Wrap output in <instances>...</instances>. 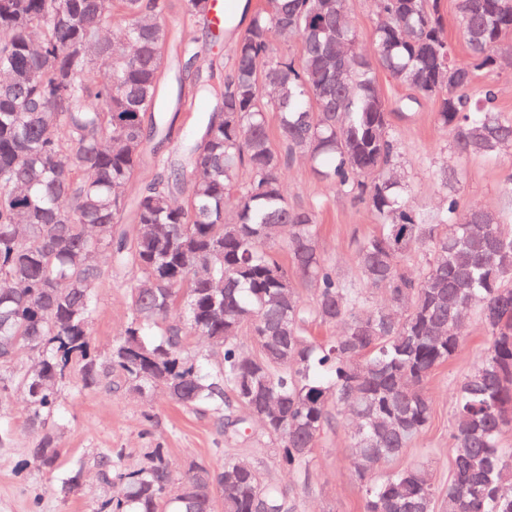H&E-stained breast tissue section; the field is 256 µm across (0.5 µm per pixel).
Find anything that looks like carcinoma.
Here are the masks:
<instances>
[{"mask_svg":"<svg viewBox=\"0 0 512 512\" xmlns=\"http://www.w3.org/2000/svg\"><path fill=\"white\" fill-rule=\"evenodd\" d=\"M166 0H0V396L20 393L40 430L32 463L60 456L49 426L73 373L86 389L116 372L143 397L156 391L217 421L244 408L275 442L293 483L308 481L327 432L349 431V466L363 512H512V229L473 206L458 224L450 191L441 211L411 203L394 168L393 119L423 99L463 156L512 143V115L477 72L512 56V0H457L469 61L456 60L439 0H380L371 49L347 23V0H260L232 47L229 75L174 43ZM187 20L207 16L182 0ZM301 43L300 63L270 35ZM192 77L168 81V51ZM411 90L394 102L378 69ZM208 95L212 110L182 156L129 195L147 135H168L166 114ZM278 113L274 145L267 113ZM303 158L336 191L378 220L354 265L391 308L372 307L318 247L319 205L288 202L287 170ZM284 252L287 260L279 258ZM110 255L133 275L130 317L108 356L91 351L95 288ZM425 260L410 274L406 261ZM313 288L300 297L295 278ZM479 314L484 347L457 385L446 493L429 466L391 470L428 428L430 376ZM342 327L320 339L316 326ZM256 351H244L242 337ZM214 352L221 363L205 366ZM121 485L94 512H294L281 485L224 455L179 477L163 449L133 470L97 460Z\"/></svg>","mask_w":512,"mask_h":512,"instance_id":"1","label":"carcinoma"}]
</instances>
